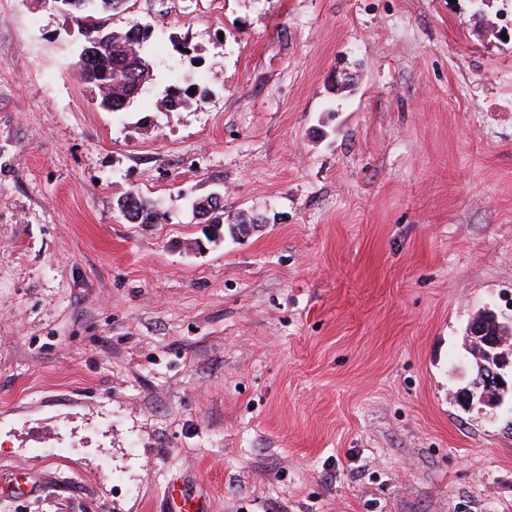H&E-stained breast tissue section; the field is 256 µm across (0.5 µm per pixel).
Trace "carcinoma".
Here are the masks:
<instances>
[{
	"mask_svg": "<svg viewBox=\"0 0 512 512\" xmlns=\"http://www.w3.org/2000/svg\"><path fill=\"white\" fill-rule=\"evenodd\" d=\"M67 10L78 22L84 37L80 70L84 80L97 91L98 105L108 112H121L137 98L134 77L144 84L154 81V70L146 44L153 28L133 24L107 26L104 14L123 8L127 0H96L88 10L84 0H67ZM121 213L131 224H150L157 217L158 205L138 193H130L118 202ZM197 212L209 215L212 224L224 223V202L208 196L197 201Z\"/></svg>",
	"mask_w": 512,
	"mask_h": 512,
	"instance_id": "obj_1",
	"label": "carcinoma"
}]
</instances>
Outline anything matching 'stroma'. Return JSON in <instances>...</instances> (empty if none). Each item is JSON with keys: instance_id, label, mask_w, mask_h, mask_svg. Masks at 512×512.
I'll return each instance as SVG.
<instances>
[{"instance_id": "obj_1", "label": "stroma", "mask_w": 512, "mask_h": 512, "mask_svg": "<svg viewBox=\"0 0 512 512\" xmlns=\"http://www.w3.org/2000/svg\"><path fill=\"white\" fill-rule=\"evenodd\" d=\"M509 10L127 0L155 80L107 112L0 0V512H512V401H456L512 322ZM121 213L131 224H153L158 205L138 193H130L118 202ZM216 198L222 199L221 195L215 194ZM214 196H207L204 199H201L195 203H197V212L202 213L203 215L209 214V218L203 221V224L210 221V224H224V199L220 202L217 201ZM193 203V209L194 204Z\"/></svg>"}]
</instances>
